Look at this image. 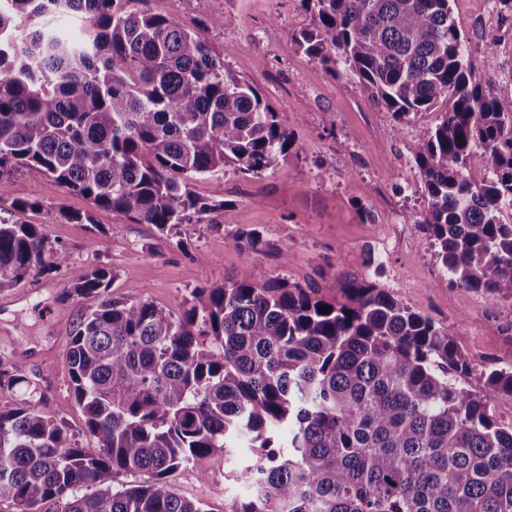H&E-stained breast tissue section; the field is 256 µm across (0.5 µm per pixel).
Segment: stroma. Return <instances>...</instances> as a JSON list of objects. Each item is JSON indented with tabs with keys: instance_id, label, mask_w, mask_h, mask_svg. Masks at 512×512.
<instances>
[{
	"instance_id": "obj_1",
	"label": "stroma",
	"mask_w": 512,
	"mask_h": 512,
	"mask_svg": "<svg viewBox=\"0 0 512 512\" xmlns=\"http://www.w3.org/2000/svg\"><path fill=\"white\" fill-rule=\"evenodd\" d=\"M144 7L198 31L233 74L259 90L295 139L288 156L260 177L229 168L194 182L199 196L227 201L231 213L181 227V250L152 225L19 170L0 175V207L20 197L37 201L23 221L40 225L75 264L111 268L117 296L132 291L179 311L193 289L221 284L228 275L284 276L319 288L328 300L337 297V281L366 279L448 329L471 359L472 389L483 390L490 369L512 367V301L493 303L479 291L444 285L425 233L403 218L426 207L411 148L418 130L435 125L436 113L398 121L354 83L297 52L291 35L311 23L302 0H145ZM452 7L475 79L512 95V18L494 0H453ZM227 11L235 17L231 26L204 28ZM62 208L92 213L94 221L57 220ZM241 227L262 232V253L236 247ZM64 287L63 275L52 274L0 290V355L36 383L47 415L79 431L84 416L70 389L65 351L83 304L64 298ZM251 457L246 449L214 451L179 471L174 485L182 496L224 512L249 492L235 475Z\"/></svg>"
}]
</instances>
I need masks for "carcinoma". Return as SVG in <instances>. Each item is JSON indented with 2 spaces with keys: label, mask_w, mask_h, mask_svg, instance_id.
Segmentation results:
<instances>
[{
  "label": "carcinoma",
  "mask_w": 512,
  "mask_h": 512,
  "mask_svg": "<svg viewBox=\"0 0 512 512\" xmlns=\"http://www.w3.org/2000/svg\"><path fill=\"white\" fill-rule=\"evenodd\" d=\"M297 50L402 119L444 108L412 159L428 203L413 219L450 282L512 298V95L473 78L452 0H302ZM144 0H0V172L50 178L98 208L173 236L230 205L191 188L231 167L259 177L294 139L259 91ZM76 13L75 38L37 18ZM38 202L0 207V290L53 273L85 303L66 350L95 450L47 416L19 368L0 362V502L17 512H209L171 476L217 449L248 448L229 512H512V368L483 392L448 330L372 283L345 302L286 278L195 288L176 312L110 292L112 271L77 267L37 224ZM236 246L266 241L239 228ZM329 311L324 312L322 308ZM143 480L115 485L121 472Z\"/></svg>",
  "instance_id": "obj_1"
}]
</instances>
